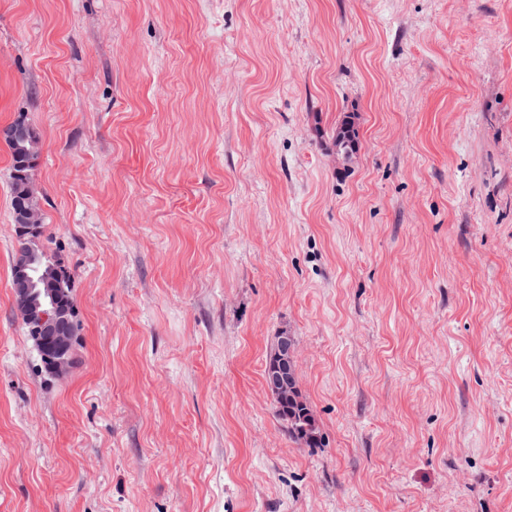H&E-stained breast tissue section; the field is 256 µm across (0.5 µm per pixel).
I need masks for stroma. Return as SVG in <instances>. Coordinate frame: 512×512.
Here are the masks:
<instances>
[{
    "instance_id": "stroma-1",
    "label": "stroma",
    "mask_w": 512,
    "mask_h": 512,
    "mask_svg": "<svg viewBox=\"0 0 512 512\" xmlns=\"http://www.w3.org/2000/svg\"><path fill=\"white\" fill-rule=\"evenodd\" d=\"M17 120L80 330L47 375L0 140V512H512V0H0ZM272 356L274 362L264 374V383L268 392L274 396L287 389L294 368L291 336H278ZM275 402L276 415L286 425L292 438L304 442L309 448L323 445V437L316 427L311 409L298 389L295 372L288 396L275 398Z\"/></svg>"
}]
</instances>
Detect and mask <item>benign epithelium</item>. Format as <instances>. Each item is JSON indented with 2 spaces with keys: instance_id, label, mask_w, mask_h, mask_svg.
Segmentation results:
<instances>
[{
  "instance_id": "7a95c632",
  "label": "benign epithelium",
  "mask_w": 512,
  "mask_h": 512,
  "mask_svg": "<svg viewBox=\"0 0 512 512\" xmlns=\"http://www.w3.org/2000/svg\"><path fill=\"white\" fill-rule=\"evenodd\" d=\"M33 212L23 206L15 209L16 233L14 248L17 262L13 266L11 288L16 311L30 326L40 355L51 373L58 377L67 374L76 342L74 305L60 299L54 288L44 289V300L36 301V291L30 277L32 249L27 238ZM274 362L264 374L265 387L276 395L287 389L294 368L293 342L286 334L278 337Z\"/></svg>"
}]
</instances>
